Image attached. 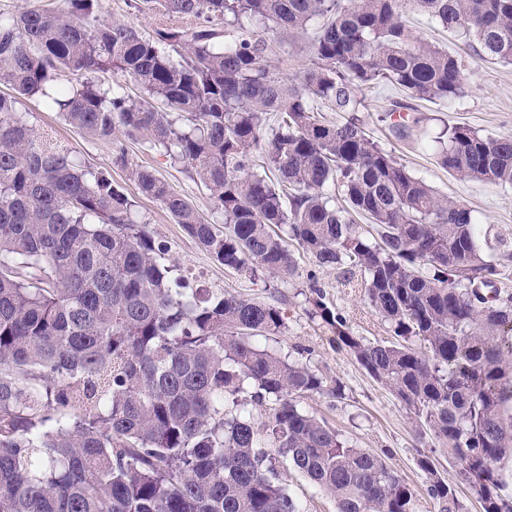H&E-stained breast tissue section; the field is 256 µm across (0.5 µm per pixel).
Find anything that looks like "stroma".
<instances>
[{"mask_svg":"<svg viewBox=\"0 0 512 512\" xmlns=\"http://www.w3.org/2000/svg\"><path fill=\"white\" fill-rule=\"evenodd\" d=\"M404 18L417 34L458 56L465 64L463 98L449 105L417 103V110L425 118V128L437 132L447 125L465 123L484 135L512 136V62L479 57L467 40L444 30L426 14L409 8ZM315 32L312 25L288 34L269 27L258 30L277 50L273 64L291 78L300 77L310 66L309 46ZM364 95L367 109L361 118L370 136L391 150L411 173L424 179L438 193L465 205L479 223L490 225L496 232H512V185L459 180L439 167L433 153L422 146L418 136L404 140L395 138L391 132V115L409 103L400 88L381 82L365 89ZM21 109L28 112L36 129L78 156L86 166L109 169L113 181L135 199L138 219L148 225L157 242L166 246L167 261L179 266L192 286L226 288L265 302L283 304L288 311L287 328L282 334L265 339V346L293 359L302 358L342 384L340 398L316 395L304 400V408L325 418L357 447L385 459L414 490L415 512H437L427 493V478L416 464L424 442L418 436L413 413L393 392L372 380L349 352L337 347L328 329L307 313V277L313 274L327 299L357 335L371 341L386 338L384 323L364 303L360 289L344 286L336 270L316 267L312 259L300 251L295 254L296 273L285 282L272 277L254 282L246 273L225 269L175 223L158 201L140 195L129 179V168L151 169L174 192L192 201L206 219L217 220L214 203L198 182L192 165L170 163L167 158L128 138L123 141L127 163L117 165L113 162L112 140L82 133L34 100H24ZM279 472L305 512H336L334 499L314 489L302 475L285 466L280 467Z\"/></svg>","mask_w":512,"mask_h":512,"instance_id":"35a3bbf8","label":"stroma"}]
</instances>
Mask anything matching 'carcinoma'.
I'll use <instances>...</instances> for the list:
<instances>
[{
    "instance_id": "obj_1",
    "label": "carcinoma",
    "mask_w": 512,
    "mask_h": 512,
    "mask_svg": "<svg viewBox=\"0 0 512 512\" xmlns=\"http://www.w3.org/2000/svg\"><path fill=\"white\" fill-rule=\"evenodd\" d=\"M405 0H127L174 23L144 36L101 0L0 16V512H302L286 463L336 512H415L382 457L304 410L341 396L259 343L287 310L191 288L107 169L85 168L19 109L36 98L95 138L187 162L224 229L144 167L161 203L219 264L285 282L297 245L361 289L386 340L354 334L308 277V313L448 449L482 512H512V236L437 194L363 130L357 92L379 82L452 103L464 65L418 37ZM481 54L512 61V0H410ZM319 23L290 79L254 27ZM120 74L139 92L85 78ZM347 115L331 122L322 109ZM411 113L391 126L405 138ZM437 164L512 185V137L455 124L427 136ZM438 512H467L421 454Z\"/></svg>"
}]
</instances>
